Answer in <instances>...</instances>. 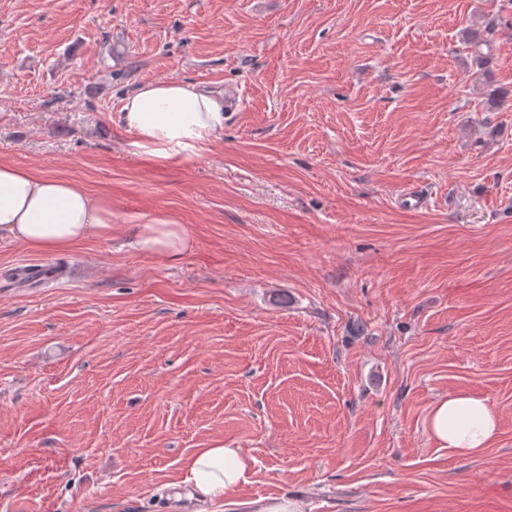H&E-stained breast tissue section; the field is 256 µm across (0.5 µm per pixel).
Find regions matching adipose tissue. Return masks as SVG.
<instances>
[{"instance_id": "1", "label": "adipose tissue", "mask_w": 512, "mask_h": 512, "mask_svg": "<svg viewBox=\"0 0 512 512\" xmlns=\"http://www.w3.org/2000/svg\"><path fill=\"white\" fill-rule=\"evenodd\" d=\"M118 123L145 154L164 161L199 155L229 118L224 94L181 80L146 81L120 101ZM29 251L65 252L91 238L112 237V200L79 182L40 176L0 162V237ZM132 245L175 263L192 248L184 224L155 215L139 224ZM429 437L462 457L481 453L498 437V417L485 399L457 392L436 400L427 418ZM249 463L239 449L200 448L188 459L184 481L205 499L224 501L245 483Z\"/></svg>"}]
</instances>
